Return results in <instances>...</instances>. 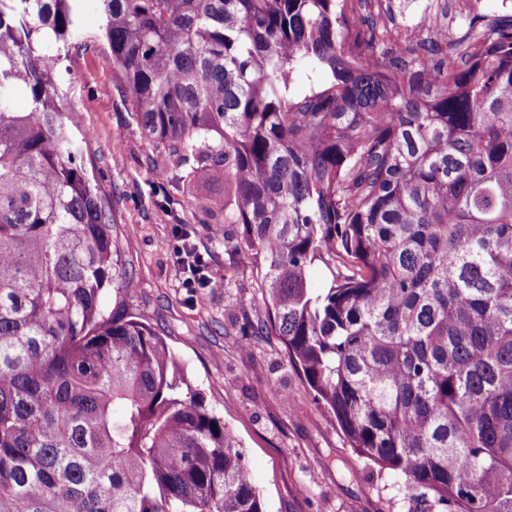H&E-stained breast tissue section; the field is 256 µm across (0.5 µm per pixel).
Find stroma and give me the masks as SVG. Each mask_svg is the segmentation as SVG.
<instances>
[{
	"mask_svg": "<svg viewBox=\"0 0 512 512\" xmlns=\"http://www.w3.org/2000/svg\"><path fill=\"white\" fill-rule=\"evenodd\" d=\"M106 54L87 28L62 64V81L79 125L92 133L86 165L112 198V236L136 283L110 289L107 308L124 309L164 337L189 383L241 441L267 512H415L398 477L349 448L280 339L253 335L260 278L224 245L241 227L215 229L192 205L202 196L222 206L223 187L184 169L158 177L160 147L142 132ZM179 226L214 287H185L174 253Z\"/></svg>",
	"mask_w": 512,
	"mask_h": 512,
	"instance_id": "stroma-1",
	"label": "stroma"
}]
</instances>
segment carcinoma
I'll list each match as a JSON object with an SVG mask.
<instances>
[{"instance_id": "carcinoma-1", "label": "carcinoma", "mask_w": 512, "mask_h": 512, "mask_svg": "<svg viewBox=\"0 0 512 512\" xmlns=\"http://www.w3.org/2000/svg\"><path fill=\"white\" fill-rule=\"evenodd\" d=\"M347 2L0 0V512H265L165 339L103 305L134 280L59 78L90 15L350 448L420 512H512V18L437 60Z\"/></svg>"}]
</instances>
